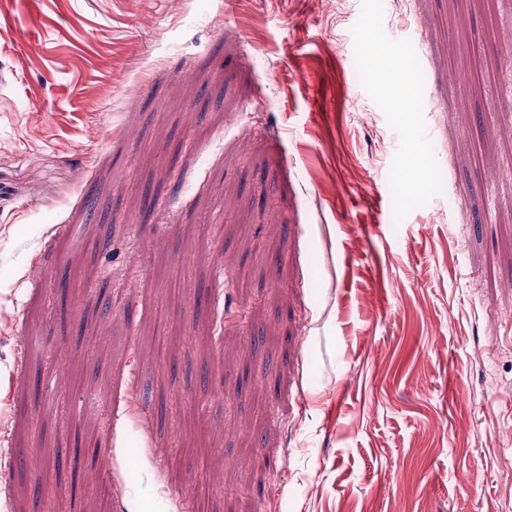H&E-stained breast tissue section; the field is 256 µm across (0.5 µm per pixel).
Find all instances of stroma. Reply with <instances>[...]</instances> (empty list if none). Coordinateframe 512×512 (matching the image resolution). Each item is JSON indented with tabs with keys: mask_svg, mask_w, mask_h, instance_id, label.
<instances>
[{
	"mask_svg": "<svg viewBox=\"0 0 512 512\" xmlns=\"http://www.w3.org/2000/svg\"><path fill=\"white\" fill-rule=\"evenodd\" d=\"M0 446V512H512V0H0ZM380 81L389 88V102L397 112H407L412 103L409 80L390 73L381 75Z\"/></svg>",
	"mask_w": 512,
	"mask_h": 512,
	"instance_id": "1",
	"label": "stroma"
}]
</instances>
